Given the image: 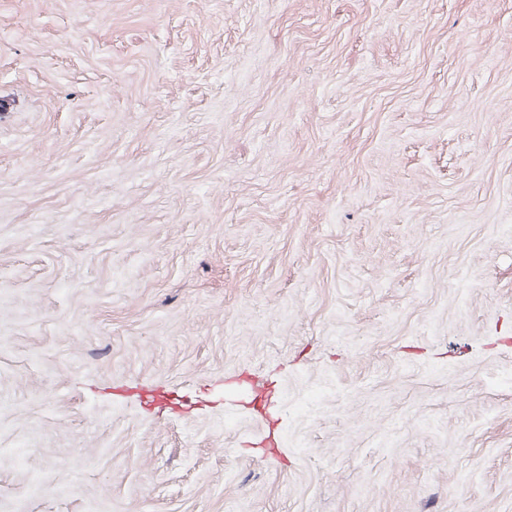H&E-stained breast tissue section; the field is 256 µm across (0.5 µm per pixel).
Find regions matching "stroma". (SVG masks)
Masks as SVG:
<instances>
[{"instance_id": "stroma-1", "label": "stroma", "mask_w": 512, "mask_h": 512, "mask_svg": "<svg viewBox=\"0 0 512 512\" xmlns=\"http://www.w3.org/2000/svg\"><path fill=\"white\" fill-rule=\"evenodd\" d=\"M0 512H512V0H0Z\"/></svg>"}]
</instances>
